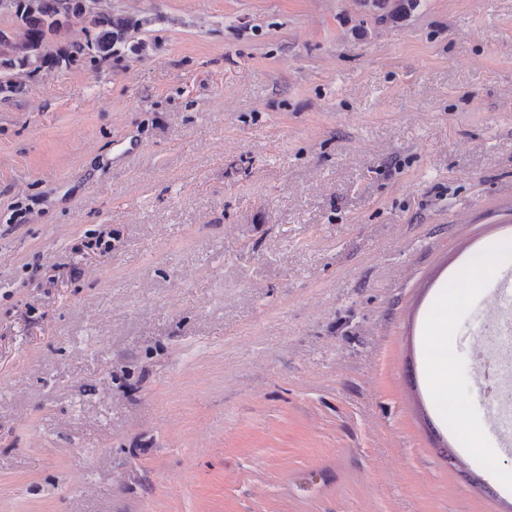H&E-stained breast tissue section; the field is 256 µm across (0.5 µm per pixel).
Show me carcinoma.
Instances as JSON below:
<instances>
[{
  "instance_id": "cac0c4a2",
  "label": "carcinoma",
  "mask_w": 512,
  "mask_h": 512,
  "mask_svg": "<svg viewBox=\"0 0 512 512\" xmlns=\"http://www.w3.org/2000/svg\"><path fill=\"white\" fill-rule=\"evenodd\" d=\"M35 4L25 19L22 27L24 32L21 41L40 42L44 40L51 20L63 9L65 0H31ZM77 21L83 23L86 41L71 42L66 48L54 53L43 52L30 58L18 57L0 50V94L10 96L21 90V85L14 81L12 72L26 69L35 73L46 67H59L93 50L100 56H109L116 46L127 42L128 33L143 24L124 15L112 12V5H102L100 12L91 20L82 17Z\"/></svg>"
}]
</instances>
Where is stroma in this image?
<instances>
[{
	"mask_svg": "<svg viewBox=\"0 0 512 512\" xmlns=\"http://www.w3.org/2000/svg\"><path fill=\"white\" fill-rule=\"evenodd\" d=\"M111 3L0 96V512H512V0ZM101 2L100 12L89 22H86L83 17L74 19V21L84 24L85 42H71L66 48L56 51L55 54L44 51L39 56L30 58L11 55L0 49V94L9 97L21 90V85L11 77L15 70L26 69L30 73H35L46 67H59L63 62L67 64L70 60L88 54V51L91 50H94L99 56H109L112 55L116 46L125 45L128 33L141 26L143 21L114 13L110 3L103 4V2H107L103 0ZM2 77L5 80H2ZM504 262H512V241L494 243L486 251L475 255L471 260V268L481 273L492 265ZM491 357L488 364V377L491 375L499 384H509L512 381V340L497 337L486 350Z\"/></svg>",
	"mask_w": 512,
	"mask_h": 512,
	"instance_id": "obj_1",
	"label": "stroma"
}]
</instances>
